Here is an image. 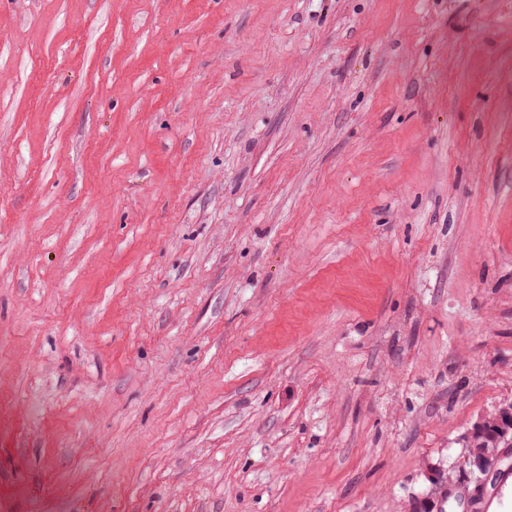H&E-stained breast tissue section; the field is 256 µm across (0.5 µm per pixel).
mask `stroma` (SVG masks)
I'll return each instance as SVG.
<instances>
[{"mask_svg": "<svg viewBox=\"0 0 512 512\" xmlns=\"http://www.w3.org/2000/svg\"><path fill=\"white\" fill-rule=\"evenodd\" d=\"M512 401V0H0V512H413Z\"/></svg>", "mask_w": 512, "mask_h": 512, "instance_id": "stroma-1", "label": "stroma"}]
</instances>
